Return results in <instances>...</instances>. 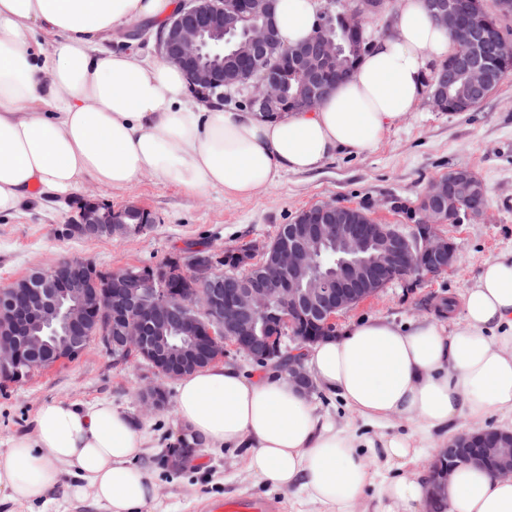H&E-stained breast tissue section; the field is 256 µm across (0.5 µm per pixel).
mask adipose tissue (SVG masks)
<instances>
[{
  "mask_svg": "<svg viewBox=\"0 0 512 512\" xmlns=\"http://www.w3.org/2000/svg\"><path fill=\"white\" fill-rule=\"evenodd\" d=\"M323 0H276L282 44L311 38ZM178 0H0V213L69 197L85 181L124 187L148 175L191 191L249 198L283 174L371 152L419 106L429 78L454 49L425 0H399L392 35L372 42L350 78L310 112L270 116L188 99L191 82L165 61L112 51L129 22L164 29ZM463 327L438 320L399 326L371 319L309 347L314 384L334 393L377 435L358 437L313 405L286 372L246 378L218 362L184 375L174 414L179 441L241 448L257 483L297 491L325 512H351L375 472L370 459L425 464V441H447L458 418L512 417V254L487 262L466 288ZM414 432L386 434L393 419ZM33 435L0 458V506L47 501L63 476L102 512H142L156 497L134 462L147 444L125 410L50 401ZM426 478L382 489L383 512H418ZM448 512H512V477L473 464L448 488Z\"/></svg>",
  "mask_w": 512,
  "mask_h": 512,
  "instance_id": "adipose-tissue-1",
  "label": "adipose tissue"
}]
</instances>
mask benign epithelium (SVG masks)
Listing matches in <instances>:
<instances>
[{"label":"benign epithelium","mask_w":512,"mask_h":512,"mask_svg":"<svg viewBox=\"0 0 512 512\" xmlns=\"http://www.w3.org/2000/svg\"><path fill=\"white\" fill-rule=\"evenodd\" d=\"M382 0H358L350 13L361 31L366 13L378 11ZM435 14L447 18L454 39L466 49L474 46L475 32L453 24L455 14L445 5H432ZM253 14L271 15V0H188L163 35L159 36L161 58L179 66L191 83L215 91L224 86V64L202 61L205 46L223 50L224 32ZM276 40L269 24L250 28L248 44L252 68L265 69L261 81L251 87L250 107L272 105L279 85L263 56L266 46ZM307 58L329 62L336 54L333 43L317 38L299 50ZM455 195L450 183L439 178L431 183V206L422 223L406 234L391 224H339V205L319 204L322 224H290L288 238L273 244L253 243L234 255L245 270L231 275L220 269L223 256L204 249L174 258L175 267L111 272L106 274L102 292L86 287L93 266L81 259H64L30 279L23 277L8 286L7 311L0 314V375L20 382L36 369L20 356L19 341L33 346L43 328L62 322L66 336L55 346L54 363L79 357L89 338L91 314H97L99 335L109 345L125 351L146 349L145 327L153 324L186 335L190 358L216 361L231 344L247 359L260 362L274 357L282 336L289 334L304 344L315 343L335 330L337 314L375 297L395 280L435 277L457 262L454 245L438 232L448 221L443 214L448 198ZM152 221L134 205L114 210L94 199L83 200L77 217L64 226L62 235L71 238L127 237L146 232ZM336 245L341 253L336 275L311 278L321 248ZM182 288L173 294L164 288L171 277ZM279 305L270 307L271 300ZM288 373L300 386L311 391L313 382L301 360L288 362ZM477 430H464L440 447L429 477L428 498H442L448 490L453 467L444 460L454 450L476 439ZM492 455L498 471L512 474V448H475L465 461H484Z\"/></svg>","instance_id":"benign-epithelium-1"}]
</instances>
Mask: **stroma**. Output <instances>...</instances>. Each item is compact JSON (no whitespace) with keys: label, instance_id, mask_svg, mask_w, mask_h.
Here are the masks:
<instances>
[{"label":"stroma","instance_id":"stroma-1","mask_svg":"<svg viewBox=\"0 0 512 512\" xmlns=\"http://www.w3.org/2000/svg\"><path fill=\"white\" fill-rule=\"evenodd\" d=\"M460 166L482 180L488 207L481 218L439 225V232L456 247V264L417 286L388 285L336 321L343 328L383 317L402 325L433 313L439 301L473 284L486 262L512 253V75L477 111L442 112L423 101L372 153L339 155L319 170L284 174L277 184L248 199L161 185L148 175L121 189L83 183L79 195L93 196L115 209L136 205L151 213L155 222L140 235L95 240L60 236L62 225L77 215L71 200L49 199L12 215L1 214L0 286L33 270L49 269L64 257L90 260L108 273L155 265L196 249L219 252L268 242L281 225L324 202L365 208L375 221L407 233L413 225L409 212L428 185ZM150 386L161 387L166 395L155 410L144 409L138 398L140 390ZM176 386L148 363L113 355L101 339H94L74 361L35 370L20 383H0V454L6 453L11 439L30 432L42 403L107 400L146 429L147 447L135 465L155 480L157 497L143 512H208L214 500L243 496L272 499L275 512H298L297 498L255 484L243 468V449L198 447L190 455L181 453L174 416Z\"/></svg>","mask_w":512,"mask_h":512}]
</instances>
